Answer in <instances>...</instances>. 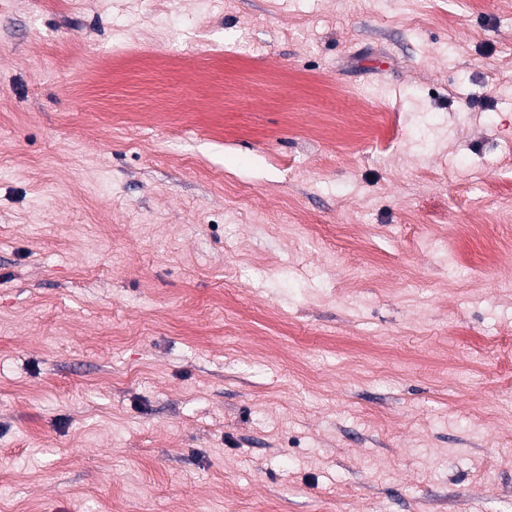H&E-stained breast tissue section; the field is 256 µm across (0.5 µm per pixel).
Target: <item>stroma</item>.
<instances>
[{
    "label": "stroma",
    "instance_id": "35a3bbf8",
    "mask_svg": "<svg viewBox=\"0 0 512 512\" xmlns=\"http://www.w3.org/2000/svg\"><path fill=\"white\" fill-rule=\"evenodd\" d=\"M505 0H0V512H512Z\"/></svg>",
    "mask_w": 512,
    "mask_h": 512
}]
</instances>
